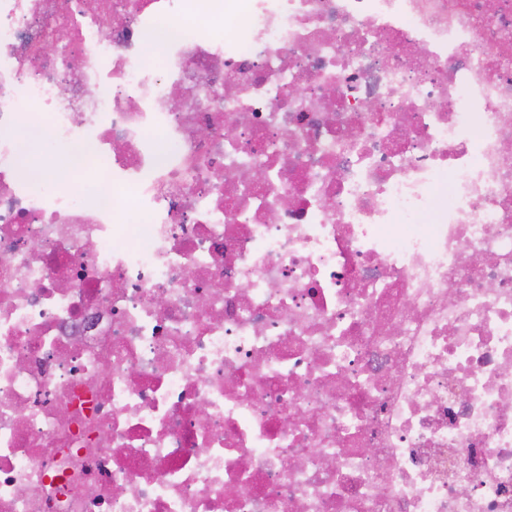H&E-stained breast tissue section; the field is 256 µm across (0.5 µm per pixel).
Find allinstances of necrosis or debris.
I'll return each mask as SVG.
<instances>
[{"label":"necrosis or debris","instance_id":"1","mask_svg":"<svg viewBox=\"0 0 512 512\" xmlns=\"http://www.w3.org/2000/svg\"><path fill=\"white\" fill-rule=\"evenodd\" d=\"M0 512H512V0H0Z\"/></svg>","mask_w":512,"mask_h":512}]
</instances>
